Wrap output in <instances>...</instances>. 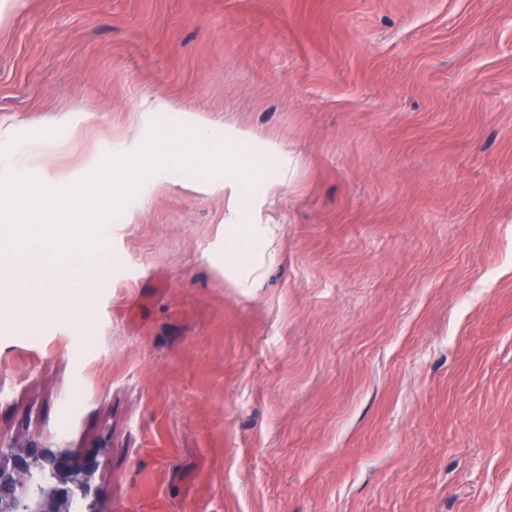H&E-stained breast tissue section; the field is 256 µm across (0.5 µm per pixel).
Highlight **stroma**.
<instances>
[{"label": "stroma", "instance_id": "35a3bbf8", "mask_svg": "<svg viewBox=\"0 0 512 512\" xmlns=\"http://www.w3.org/2000/svg\"><path fill=\"white\" fill-rule=\"evenodd\" d=\"M277 168L149 176L82 312L0 307V435L100 447L101 512H512V0H15L0 169L153 121Z\"/></svg>", "mask_w": 512, "mask_h": 512}]
</instances>
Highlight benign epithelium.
I'll use <instances>...</instances> for the list:
<instances>
[{
	"label": "benign epithelium",
	"instance_id": "7a95c632",
	"mask_svg": "<svg viewBox=\"0 0 512 512\" xmlns=\"http://www.w3.org/2000/svg\"><path fill=\"white\" fill-rule=\"evenodd\" d=\"M100 451L0 436V512H98Z\"/></svg>",
	"mask_w": 512,
	"mask_h": 512
}]
</instances>
